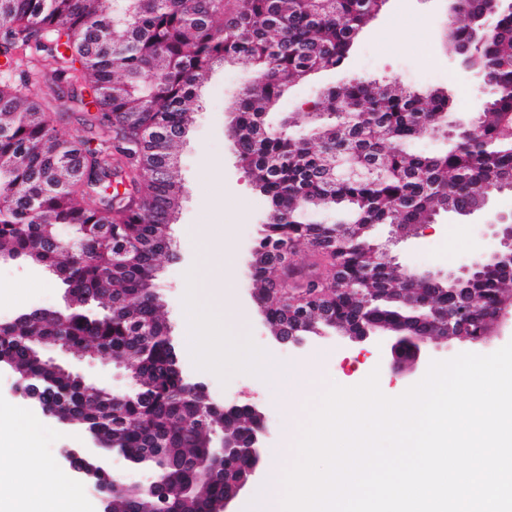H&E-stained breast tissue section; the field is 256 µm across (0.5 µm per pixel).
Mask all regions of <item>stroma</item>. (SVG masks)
Here are the masks:
<instances>
[{"label":"stroma","mask_w":512,"mask_h":512,"mask_svg":"<svg viewBox=\"0 0 512 512\" xmlns=\"http://www.w3.org/2000/svg\"><path fill=\"white\" fill-rule=\"evenodd\" d=\"M447 19L448 0H385L380 12L360 34L347 64L335 70L319 71L295 86L282 104L283 112L301 111L326 87L363 78L395 80L423 95L435 90L448 92L454 116L469 115L474 106L483 104L489 97L490 89L459 75L446 48ZM253 76L251 63L243 60L231 68L215 69L200 88V107L194 115L193 127L178 149L184 197L170 229L173 254L157 262V290L183 373L203 383L217 400L236 399L262 406L269 427L264 463L285 468L292 459L282 452L286 440L284 416L291 409L305 413L308 403L249 374L231 375L223 368L212 367L209 356L192 351L193 339L207 326L213 308L207 299L193 298L188 288L189 273L196 261L195 240L189 235V228L199 224L217 228L230 224L235 229L233 238L225 241L224 250L234 258L236 300L225 304L223 310L229 317L243 312L248 323L243 330L225 331L220 345L223 354L232 355L243 348L286 367L321 354L325 363L320 371L319 389H326L332 382L355 386L375 371L379 374L381 391L396 397L421 380L430 361L451 359L467 352L469 346L457 341L430 342L426 360L397 372L390 368L383 345L354 342L331 329L314 337L301 350L275 340L249 296L253 287L249 249L259 235L268 203L254 190L238 164L225 133L227 102ZM371 237L375 243L390 244L392 254L404 267L442 275L468 264L489 245L484 219L477 215L439 216L418 235L395 244L390 243V228L385 224L375 225ZM64 304V291L47 270L20 262L0 263V320L23 310L59 309ZM45 354L84 376L89 388L104 387L120 393L136 389L126 366L109 358H90L51 345L46 347ZM13 384L12 375L0 374V404L15 409L22 429L37 437L42 459L79 491L89 512H101L97 496L61 457L62 448L86 447L82 431L75 426L63 427L43 416L14 394Z\"/></svg>","instance_id":"1"}]
</instances>
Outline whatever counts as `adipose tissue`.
<instances>
[{"label": "adipose tissue", "instance_id": "obj_1", "mask_svg": "<svg viewBox=\"0 0 512 512\" xmlns=\"http://www.w3.org/2000/svg\"><path fill=\"white\" fill-rule=\"evenodd\" d=\"M195 239L199 261L192 270L191 286L198 295L208 294L214 280L232 290L229 274L232 261L217 257L215 237L201 228L190 230ZM227 365L248 370L272 384L302 395L318 381L323 357L313 356L292 367H280L269 360L242 351L227 358ZM0 447L10 449L14 466L0 472V512H87L82 497L63 485L60 475L40 456L34 436L20 431L10 408L0 405Z\"/></svg>", "mask_w": 512, "mask_h": 512}]
</instances>
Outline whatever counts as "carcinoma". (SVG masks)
<instances>
[{"instance_id":"carcinoma-1","label":"carcinoma","mask_w":512,"mask_h":512,"mask_svg":"<svg viewBox=\"0 0 512 512\" xmlns=\"http://www.w3.org/2000/svg\"><path fill=\"white\" fill-rule=\"evenodd\" d=\"M101 3L0 0V259L49 269L70 300L60 314L35 308L0 320V360L60 418L91 429L103 451L134 464L151 452L172 483L191 488L154 496L106 473L104 483L120 486L111 512H223L224 463L203 475L186 460L211 457L212 428L243 434L247 412L208 414L187 389L156 289L182 200L174 151L193 124L202 81L242 59L256 68L227 107V132L270 204L250 270L270 329L286 334L299 320L279 290L289 280L298 298L319 299L344 327L405 318L435 336L424 308L388 298L360 310L351 298L407 287L448 305V281L412 280L398 263L377 261L368 228L395 224L415 235L441 214L468 216L490 189L512 184V10L498 11L473 45L469 18L488 3L465 0L454 36L472 46L494 93L471 134L445 153L421 154L406 144L436 134L451 103L397 81L325 89L309 106L319 117L303 138L288 134L287 120H267L291 85L345 64L377 0H113L110 13ZM48 80L56 99L80 105L75 85L94 90L100 115L85 118L78 134L53 124L36 91ZM340 209L350 234L304 219ZM61 226L76 238L62 237ZM300 245L315 257L306 272L279 261ZM458 288L477 331L498 294L512 292V271L488 265ZM40 344L119 356L138 390L90 394L39 356Z\"/></svg>"}]
</instances>
